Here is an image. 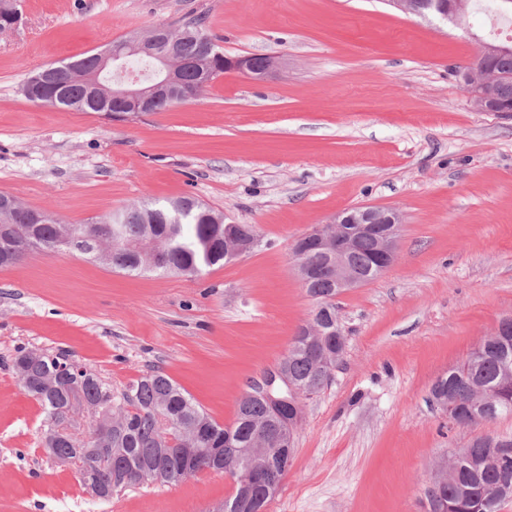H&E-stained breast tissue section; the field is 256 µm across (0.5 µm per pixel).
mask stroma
<instances>
[{
    "label": "stroma",
    "instance_id": "obj_1",
    "mask_svg": "<svg viewBox=\"0 0 512 512\" xmlns=\"http://www.w3.org/2000/svg\"><path fill=\"white\" fill-rule=\"evenodd\" d=\"M0 33V192L69 224L193 198L258 244L200 277L132 276L67 252L0 268V512H216L224 473L144 483L107 502L40 445L45 413L18 348L64 352L114 393L158 367L231 424L253 380L317 303L291 245L355 207L392 208L393 264L336 297L346 336L305 400L294 458L266 512H430L437 465L512 414L452 426L430 389L512 316V112H479L458 75L485 14L462 25L385 0H21ZM199 17L226 57L267 55L261 82L216 78L202 102L115 121L29 101L46 65Z\"/></svg>",
    "mask_w": 512,
    "mask_h": 512
}]
</instances>
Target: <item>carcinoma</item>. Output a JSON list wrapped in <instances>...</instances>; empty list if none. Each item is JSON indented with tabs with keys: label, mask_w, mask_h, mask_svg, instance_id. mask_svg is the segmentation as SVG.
Listing matches in <instances>:
<instances>
[{
	"label": "carcinoma",
	"mask_w": 512,
	"mask_h": 512,
	"mask_svg": "<svg viewBox=\"0 0 512 512\" xmlns=\"http://www.w3.org/2000/svg\"><path fill=\"white\" fill-rule=\"evenodd\" d=\"M494 0H466V8L481 7L498 23L512 26V13L499 16L493 10ZM180 54L184 58L207 61L209 68H197L185 74L195 86V101L206 98L211 83L224 73L215 39L207 33L202 19H190L178 28ZM97 54L56 65L60 80L69 84L75 101L83 98L77 76L93 71ZM473 66L483 67V76L512 74V52L487 57L478 53ZM0 268L17 264L26 255L19 251L21 243L33 244V251L55 252L58 242H74L72 253L87 257L98 242L107 244L109 266L128 274L153 273L199 277L215 266L224 265V225L207 223L223 214L190 198L166 203L144 202L116 212L106 224H63L54 218L36 223L37 211L15 201L14 196L0 192ZM375 243L363 239L350 258L355 277L373 280L370 270ZM310 265L322 269L304 285L317 300L319 315L327 330L336 328V280L325 267L323 256L311 252ZM343 354V343L337 336H308L298 333L288 347V399L302 407L304 399L320 392L329 382L332 371ZM64 353L41 352L20 348L13 364L22 365L27 385L23 389L35 397L46 416L64 421L72 407V398L92 406L112 408V422L97 436L77 439L66 431L43 435L42 444L55 449L60 462L78 460L87 464L98 448H112V467L99 473L104 484L111 481L112 471L121 469L137 484V471L154 467L158 450L167 449L175 457L183 448H200L198 470H208L213 448L224 447V441L237 448L255 445L257 428L268 421L265 402L248 394L242 395L237 415L230 426L219 424L181 387L160 369H153L128 386L130 393L115 394L93 371L63 374L58 367ZM443 383L456 403L455 420L464 426L490 424L503 415L512 414V332H494L482 346L469 353L460 364L448 369ZM457 459L445 465L440 475L443 483L440 498L446 512H499L502 502L512 497V439L478 437L467 447L456 451ZM251 470V460H241L226 467V473L237 483L235 492L224 500L222 512H259L267 502L239 494L240 479Z\"/></svg>",
	"instance_id": "cac0c4a2"
}]
</instances>
